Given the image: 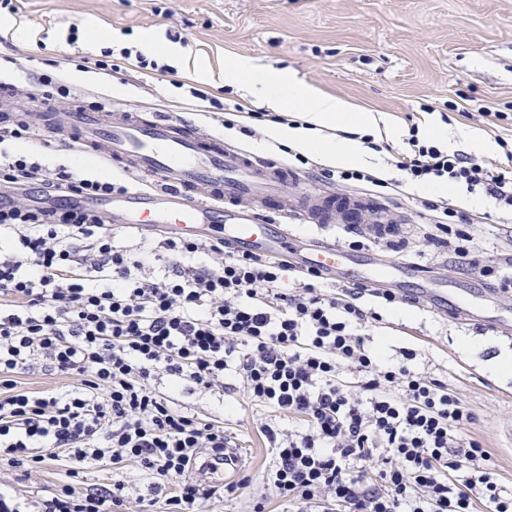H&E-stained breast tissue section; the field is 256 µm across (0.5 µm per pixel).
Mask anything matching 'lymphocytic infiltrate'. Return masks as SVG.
Returning <instances> with one entry per match:
<instances>
[{
    "instance_id": "f902f5d3",
    "label": "lymphocytic infiltrate",
    "mask_w": 512,
    "mask_h": 512,
    "mask_svg": "<svg viewBox=\"0 0 512 512\" xmlns=\"http://www.w3.org/2000/svg\"><path fill=\"white\" fill-rule=\"evenodd\" d=\"M9 139L31 149L0 152V460L36 466L58 450L72 462L38 512H131L122 480L83 487L86 470L130 462L166 512H201L217 494L207 470L231 440L223 422L184 413L173 395L224 389L229 374L254 405L300 423L260 427L272 452L264 486L288 512H512L489 450L465 432L475 416L461 398L414 368V353L388 361L365 334L381 309L403 303L394 289L355 283L337 294L308 269L288 292L279 284L289 262L221 237L165 236L167 261L154 270L143 245L115 246L102 214L71 204L123 185L43 165L51 140L29 122L1 127L0 143ZM407 145L395 161L407 182L460 185L512 217V148L487 163L415 125ZM422 206L430 245L512 291L473 249L466 213L443 199ZM366 295L377 308L360 306ZM36 359L72 388L19 386ZM162 374L166 392L154 384Z\"/></svg>"
}]
</instances>
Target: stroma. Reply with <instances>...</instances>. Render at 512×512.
<instances>
[{"label":"stroma","mask_w":512,"mask_h":512,"mask_svg":"<svg viewBox=\"0 0 512 512\" xmlns=\"http://www.w3.org/2000/svg\"><path fill=\"white\" fill-rule=\"evenodd\" d=\"M14 19L24 32L0 40V84L16 85L20 118L44 125L46 115L33 101L42 95L43 75H58L67 78L70 93L55 101L56 110L82 105L132 112L145 121L160 114L178 118L200 136L224 138L255 157L303 171L301 189L307 193L342 194L346 188L322 177L317 157L304 167L287 150L265 147L266 123H256L250 137L225 126L221 110L190 97L187 86L227 103L264 108L259 91L215 78L225 60L240 56L292 73L326 95L345 99L355 110L381 113L393 133L389 151L378 154L375 162L389 180L402 177L394 155L404 150L411 125H447L455 135L448 146L452 152L467 151L465 134L477 133L494 144L480 155L487 162L502 153L496 139L512 137V0H20ZM73 26L81 36L72 44L67 35ZM161 41L178 45L182 56L161 52ZM112 45L135 48L173 66L184 88L125 61L112 72L88 71L83 80H72L78 61L97 57L101 48ZM488 108L506 112V120L489 121L484 114ZM108 152L105 143L86 155L58 142L41 161L50 168L66 165L79 173L121 179ZM425 198L448 199L474 218L473 246L484 259L512 254V230L498 224L490 200L458 187L444 191L436 184L376 195L393 218L386 237H375L368 224L353 234L338 225L333 233L343 243L361 235L364 247L355 253L357 265L375 252L390 262L423 268L447 288L451 313L405 305L385 312L369 334L385 355L397 359L416 353L418 370L447 382L475 415L469 434L485 443L493 468L512 488V446H506L502 434L512 423V374L489 370L495 358L512 359V333L472 321L488 284L472 268L449 264L447 252L427 243L429 217L420 206ZM176 402L185 411L223 421L242 458L240 473L249 479L235 494L211 501L205 512H250L260 498L265 512H287V504L264 495L270 450L259 427L265 410L230 390L221 396L184 390ZM66 471L62 462L29 472L0 462V475L9 480L12 494L30 505L61 489L68 481Z\"/></svg>","instance_id":"obj_1"}]
</instances>
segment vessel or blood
Wrapping results in <instances>:
<instances>
[{"label": "vessel or blood", "instance_id": "b4317fda", "mask_svg": "<svg viewBox=\"0 0 512 512\" xmlns=\"http://www.w3.org/2000/svg\"><path fill=\"white\" fill-rule=\"evenodd\" d=\"M51 122L86 152L107 142L111 160L127 174L161 179L158 189L112 198L113 209L145 231L162 225L172 233L193 234L216 227L225 240L276 256L292 246L288 220L321 229L336 222L359 224L371 206L356 194L296 199L286 188L302 184L303 174L256 159L219 137L201 138L182 120L159 117L145 124L123 112L78 108L53 114ZM350 258L345 248L326 243L301 262L331 274Z\"/></svg>", "mask_w": 512, "mask_h": 512}]
</instances>
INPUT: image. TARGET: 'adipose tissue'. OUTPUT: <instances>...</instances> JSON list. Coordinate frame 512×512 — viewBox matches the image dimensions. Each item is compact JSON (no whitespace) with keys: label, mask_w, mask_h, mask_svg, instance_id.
<instances>
[{"label":"adipose tissue","mask_w":512,"mask_h":512,"mask_svg":"<svg viewBox=\"0 0 512 512\" xmlns=\"http://www.w3.org/2000/svg\"><path fill=\"white\" fill-rule=\"evenodd\" d=\"M224 80L260 86L272 111L300 110L303 114L301 125L271 124L267 130L268 139L304 155H317L323 164L331 167L367 164L369 153L362 142L363 135H382L384 126L388 124L382 114L352 111L347 101L325 95L315 87L297 82L294 77L265 69L249 59L227 60ZM346 124L356 126L359 137L322 139L318 136L319 130Z\"/></svg>","instance_id":"ef3b65f1"}]
</instances>
